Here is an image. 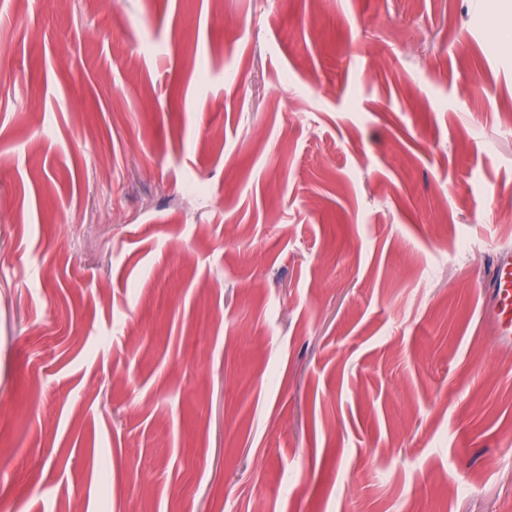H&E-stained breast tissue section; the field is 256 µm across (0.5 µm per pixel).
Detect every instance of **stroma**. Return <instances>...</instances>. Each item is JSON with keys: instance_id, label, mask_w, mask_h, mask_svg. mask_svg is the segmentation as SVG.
I'll return each instance as SVG.
<instances>
[{"instance_id": "35a3bbf8", "label": "stroma", "mask_w": 512, "mask_h": 512, "mask_svg": "<svg viewBox=\"0 0 512 512\" xmlns=\"http://www.w3.org/2000/svg\"><path fill=\"white\" fill-rule=\"evenodd\" d=\"M512 0H0V512H512ZM493 304L491 315L497 327V340L512 342V255L497 256L491 273Z\"/></svg>"}]
</instances>
